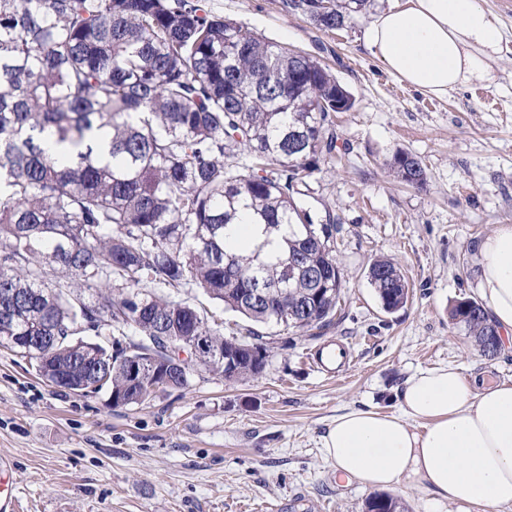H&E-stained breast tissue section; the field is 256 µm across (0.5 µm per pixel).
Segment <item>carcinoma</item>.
Here are the masks:
<instances>
[{
    "label": "carcinoma",
    "instance_id": "obj_1",
    "mask_svg": "<svg viewBox=\"0 0 512 512\" xmlns=\"http://www.w3.org/2000/svg\"><path fill=\"white\" fill-rule=\"evenodd\" d=\"M370 3L335 0L323 15L317 0H284V9L334 30ZM353 104L310 54L191 0H0V347L13 349L10 336L49 338L45 374L71 384L99 363L98 336L132 335L160 357L181 336L241 353L223 369L187 358L180 390L198 369L229 382L258 376L259 326L330 328L344 286L339 227L304 196L307 178L337 156L333 114ZM95 131L109 141L106 161L89 143ZM234 147L240 165L224 161ZM393 167L424 186L413 154L398 151ZM236 221L262 229L254 249L226 247ZM367 278L385 310L408 302L392 260H373ZM249 286L264 298L248 302ZM160 288L200 291L254 327L226 338ZM449 318L486 353L495 326L478 302L457 301ZM104 377L113 405L149 400L117 361ZM400 509L386 494L365 503Z\"/></svg>",
    "mask_w": 512,
    "mask_h": 512
}]
</instances>
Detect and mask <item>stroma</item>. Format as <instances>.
I'll use <instances>...</instances> for the list:
<instances>
[{"mask_svg": "<svg viewBox=\"0 0 512 512\" xmlns=\"http://www.w3.org/2000/svg\"><path fill=\"white\" fill-rule=\"evenodd\" d=\"M325 30L282 0H198L207 12L305 51L354 98L337 113L342 162L322 164L307 204L338 217L336 258L346 280L333 326L313 340L268 335V364L244 384L192 372L181 391L113 407L108 391L57 388L28 358L0 347V457L15 477L17 512H364L370 492L336 477L322 437L349 407L398 410L418 370L512 381V354L489 358L449 311L476 298V242L512 224V0H481L500 20L505 50L487 85L438 98L389 73L365 43L376 12ZM421 160L424 188L400 182L397 150ZM393 259L410 289L384 312L366 272ZM349 370L317 363L329 342Z\"/></svg>", "mask_w": 512, "mask_h": 512, "instance_id": "stroma-1", "label": "stroma"}]
</instances>
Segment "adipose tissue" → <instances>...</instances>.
Listing matches in <instances>:
<instances>
[{
	"label": "adipose tissue",
	"instance_id": "adipose-tissue-1",
	"mask_svg": "<svg viewBox=\"0 0 512 512\" xmlns=\"http://www.w3.org/2000/svg\"><path fill=\"white\" fill-rule=\"evenodd\" d=\"M503 40L480 0H395L365 34L388 72L436 97L491 82ZM476 260L477 293L512 353V224L495 225ZM398 397V411L348 408L332 419L322 447L336 475L428 493L452 512H512V382L438 366L411 375Z\"/></svg>",
	"mask_w": 512,
	"mask_h": 512
}]
</instances>
